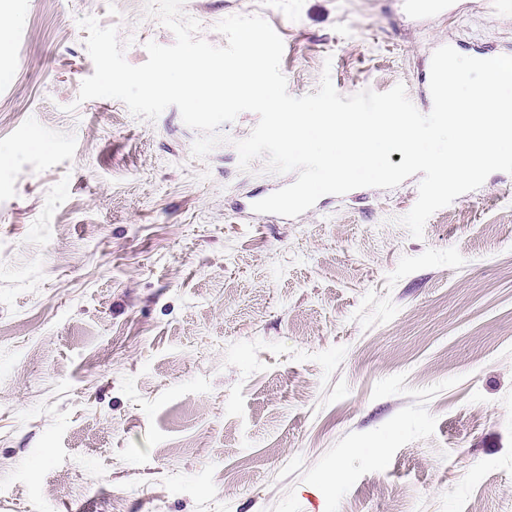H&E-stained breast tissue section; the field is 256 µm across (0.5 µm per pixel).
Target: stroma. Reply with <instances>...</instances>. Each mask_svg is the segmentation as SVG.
I'll use <instances>...</instances> for the list:
<instances>
[{"mask_svg":"<svg viewBox=\"0 0 512 512\" xmlns=\"http://www.w3.org/2000/svg\"><path fill=\"white\" fill-rule=\"evenodd\" d=\"M184 0L199 37L258 15L289 94L416 99L436 41L512 56V0ZM127 62L146 0H0V512H512V174L401 219L420 175L277 223L237 205L241 113L206 157L177 107L78 102V18ZM382 456H375V449ZM407 14L426 19L428 16L447 15L453 11V0H402Z\"/></svg>","mask_w":512,"mask_h":512,"instance_id":"obj_1","label":"stroma"}]
</instances>
